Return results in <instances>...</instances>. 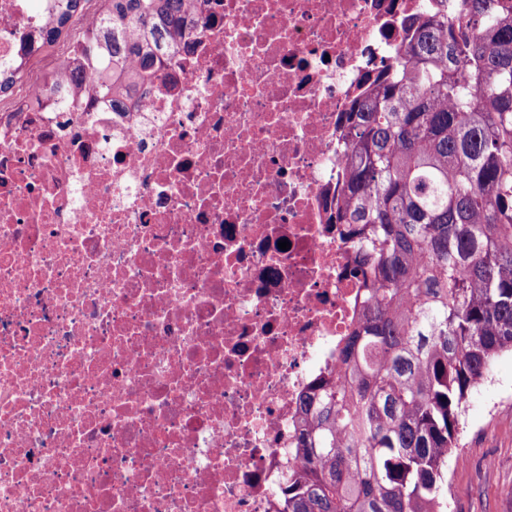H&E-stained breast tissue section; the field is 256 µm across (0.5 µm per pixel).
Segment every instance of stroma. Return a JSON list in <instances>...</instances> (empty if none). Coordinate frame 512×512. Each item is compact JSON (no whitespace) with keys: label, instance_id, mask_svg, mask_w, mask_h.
<instances>
[{"label":"stroma","instance_id":"35a3bbf8","mask_svg":"<svg viewBox=\"0 0 512 512\" xmlns=\"http://www.w3.org/2000/svg\"><path fill=\"white\" fill-rule=\"evenodd\" d=\"M457 451L469 463L448 467V512H512L511 353L470 395Z\"/></svg>","mask_w":512,"mask_h":512}]
</instances>
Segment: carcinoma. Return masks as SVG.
<instances>
[{
  "mask_svg": "<svg viewBox=\"0 0 512 512\" xmlns=\"http://www.w3.org/2000/svg\"><path fill=\"white\" fill-rule=\"evenodd\" d=\"M57 2L48 44L83 0ZM194 2L104 0L51 85L121 106ZM464 2L407 18L395 69L366 78L345 117L334 223L361 319L302 398L284 512H444L467 400L512 353V0Z\"/></svg>",
  "mask_w": 512,
  "mask_h": 512,
  "instance_id": "obj_1",
  "label": "carcinoma"
}]
</instances>
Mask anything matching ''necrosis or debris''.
I'll return each instance as SVG.
<instances>
[{
	"mask_svg": "<svg viewBox=\"0 0 512 512\" xmlns=\"http://www.w3.org/2000/svg\"><path fill=\"white\" fill-rule=\"evenodd\" d=\"M431 3L198 0L116 111L0 0V512H281L359 318L345 116Z\"/></svg>",
	"mask_w": 512,
	"mask_h": 512,
	"instance_id": "obj_1",
	"label": "necrosis or debris"
}]
</instances>
